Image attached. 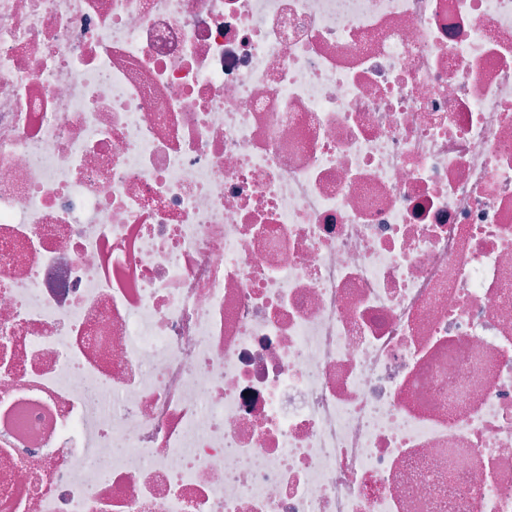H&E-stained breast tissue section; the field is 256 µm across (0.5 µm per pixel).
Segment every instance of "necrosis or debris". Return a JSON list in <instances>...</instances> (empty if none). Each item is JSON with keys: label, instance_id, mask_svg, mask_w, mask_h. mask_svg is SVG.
Instances as JSON below:
<instances>
[{"label": "necrosis or debris", "instance_id": "4bbe7bcc", "mask_svg": "<svg viewBox=\"0 0 512 512\" xmlns=\"http://www.w3.org/2000/svg\"><path fill=\"white\" fill-rule=\"evenodd\" d=\"M0 512H512V0H0Z\"/></svg>", "mask_w": 512, "mask_h": 512}]
</instances>
